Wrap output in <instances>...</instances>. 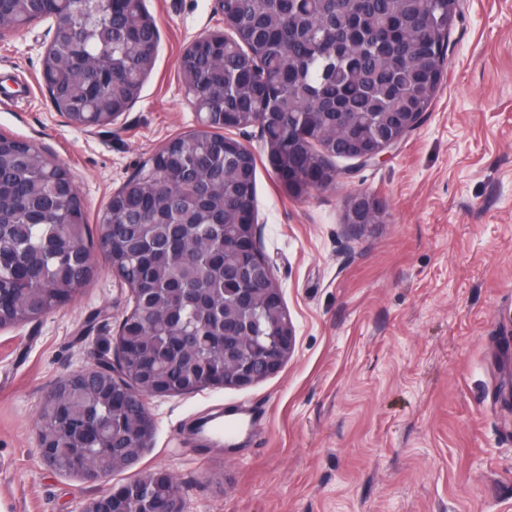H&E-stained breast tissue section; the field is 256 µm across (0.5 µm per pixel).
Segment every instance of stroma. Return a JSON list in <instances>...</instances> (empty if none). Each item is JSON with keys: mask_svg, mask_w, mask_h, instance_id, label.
Segmentation results:
<instances>
[{"mask_svg": "<svg viewBox=\"0 0 512 512\" xmlns=\"http://www.w3.org/2000/svg\"><path fill=\"white\" fill-rule=\"evenodd\" d=\"M155 66L116 125L74 128L50 101L39 21L0 40V133L69 168L90 226L166 141L197 130L179 64L219 30L216 0H144ZM434 101L386 160L287 192L257 128L260 247L296 332L291 357L250 387L153 399L149 448L97 483L48 468L36 448L49 389L112 354L131 303L98 248L91 279L40 318L0 329V512H73L149 471L188 512H512V0H459ZM382 223H346L358 192ZM243 418L234 445L199 423Z\"/></svg>", "mask_w": 512, "mask_h": 512, "instance_id": "35a3bbf8", "label": "stroma"}]
</instances>
